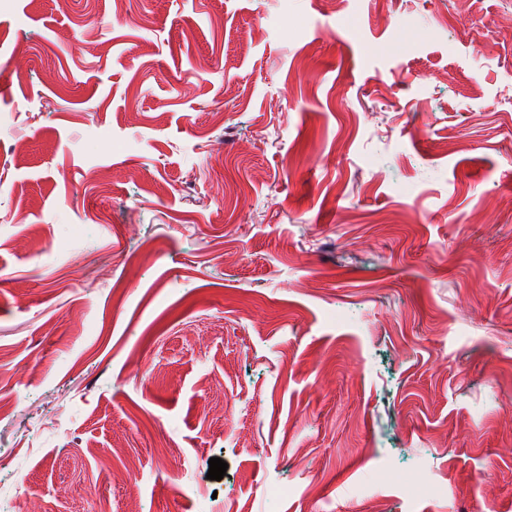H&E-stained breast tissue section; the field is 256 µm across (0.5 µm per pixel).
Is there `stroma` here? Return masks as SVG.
Segmentation results:
<instances>
[{"mask_svg": "<svg viewBox=\"0 0 512 512\" xmlns=\"http://www.w3.org/2000/svg\"><path fill=\"white\" fill-rule=\"evenodd\" d=\"M510 22L0 0V512H512Z\"/></svg>", "mask_w": 512, "mask_h": 512, "instance_id": "stroma-1", "label": "stroma"}]
</instances>
